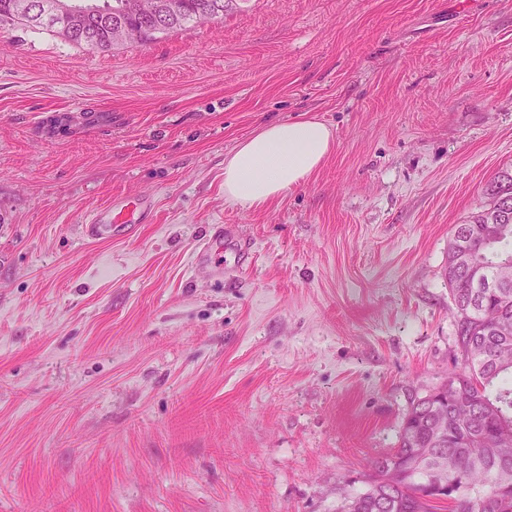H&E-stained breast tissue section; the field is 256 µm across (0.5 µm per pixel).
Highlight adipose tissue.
Returning a JSON list of instances; mask_svg holds the SVG:
<instances>
[{"label": "adipose tissue", "mask_w": 512, "mask_h": 512, "mask_svg": "<svg viewBox=\"0 0 512 512\" xmlns=\"http://www.w3.org/2000/svg\"><path fill=\"white\" fill-rule=\"evenodd\" d=\"M332 148L331 130L319 120L269 124L225 159L224 193L243 206L264 207L303 184Z\"/></svg>", "instance_id": "adipose-tissue-1"}]
</instances>
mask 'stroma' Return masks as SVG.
I'll list each match as a JSON object with an SVG mask.
<instances>
[{
	"mask_svg": "<svg viewBox=\"0 0 512 512\" xmlns=\"http://www.w3.org/2000/svg\"><path fill=\"white\" fill-rule=\"evenodd\" d=\"M234 0L109 52L0 27V512H337L457 357L448 240L512 173V0ZM333 150L251 209L224 160ZM151 223L90 243L116 196ZM214 224L252 244L191 257ZM332 148L331 130L319 120L269 124L224 160V195L243 206L263 208L303 184Z\"/></svg>",
	"mask_w": 512,
	"mask_h": 512,
	"instance_id": "1",
	"label": "stroma"
}]
</instances>
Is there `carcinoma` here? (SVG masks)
Instances as JSON below:
<instances>
[{
	"label": "carcinoma",
	"mask_w": 512,
	"mask_h": 512,
	"mask_svg": "<svg viewBox=\"0 0 512 512\" xmlns=\"http://www.w3.org/2000/svg\"><path fill=\"white\" fill-rule=\"evenodd\" d=\"M18 0H0V24L19 23L55 33L76 45L108 51L112 29L142 32L139 43L190 23L224 17L232 0H156L157 20L134 9L136 0H91L77 24L65 27L49 14L24 15ZM508 195L512 175L490 180L483 191ZM485 202L453 228L448 249L481 256L476 268H448L444 276L454 305L457 364L448 372V397L428 393L412 401L402 419L398 446L371 461L373 476L362 492L343 498L339 512H512V283H495L512 264V236L489 238L501 217Z\"/></svg>",
	"instance_id": "obj_1"
}]
</instances>
